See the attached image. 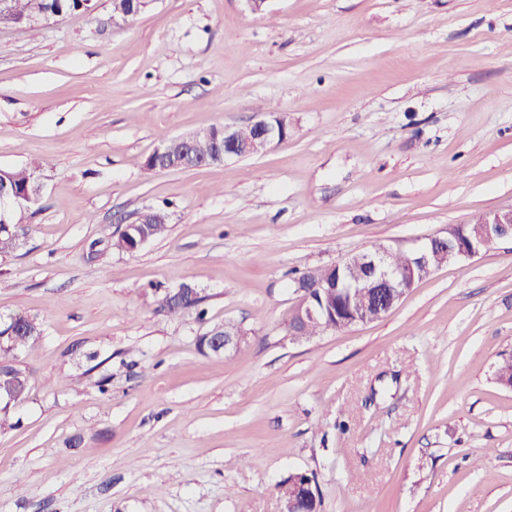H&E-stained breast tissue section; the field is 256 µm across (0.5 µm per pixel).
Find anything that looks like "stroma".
Masks as SVG:
<instances>
[{"instance_id": "35a3bbf8", "label": "stroma", "mask_w": 512, "mask_h": 512, "mask_svg": "<svg viewBox=\"0 0 512 512\" xmlns=\"http://www.w3.org/2000/svg\"><path fill=\"white\" fill-rule=\"evenodd\" d=\"M112 0L0 26V168L43 193L0 256V317L43 335L0 431V512H512V240L385 317L287 334L308 269L512 207V0ZM287 114L268 151L149 174L162 136ZM167 207V236L126 225ZM190 282L204 320L157 296ZM232 322L223 355L199 336ZM108 379L100 392L99 379ZM346 421L339 431L338 421ZM153 224H137L138 227L131 229L130 234H121L112 245L114 248L133 253L137 251L135 242L140 235L148 237V241L156 240L166 236L169 231L168 214L162 209H155ZM246 332L238 329L235 332H229L221 326H214L207 334L213 338L214 345L218 348L219 353H225L234 348H238L241 344ZM206 334L199 337L198 345L200 349L211 352L209 341Z\"/></svg>"}]
</instances>
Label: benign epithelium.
Returning <instances> with one entry per match:
<instances>
[{
  "label": "benign epithelium",
  "mask_w": 512,
  "mask_h": 512,
  "mask_svg": "<svg viewBox=\"0 0 512 512\" xmlns=\"http://www.w3.org/2000/svg\"><path fill=\"white\" fill-rule=\"evenodd\" d=\"M284 141L279 127L268 119H261L251 126L249 132L231 127H224V158L231 159L260 153L274 144ZM42 185L33 188L32 193L22 196L14 185H8L6 173L0 168V223H10V212L14 205L23 200L36 202L41 196ZM460 226L448 227L446 234L432 236L425 241L406 249L408 259L405 267L396 269L387 263L386 254L380 252L361 253L347 257L329 265V271H338L337 278H319L316 272L309 275L314 279V287L331 293L346 306V316L341 322L334 323L328 315L324 304L317 301L304 285L297 288L304 292L300 304L294 311L293 326L288 328V334L295 335L294 328H306L318 323L329 330L338 327L351 328L367 322L366 305L358 297L357 289H372V299L375 314L383 317L394 309L402 298L416 283V275L432 273L440 265V261L469 259L488 250L497 241L504 238L512 239V208L488 212L482 222L476 226L475 235L468 244L460 246L458 241ZM366 266L371 270V278L357 283L352 277L356 268ZM208 336L213 338L218 351L224 353L239 347L246 332L237 330L229 332L221 326L213 327ZM303 493L282 500L281 512H309L305 504L311 497L316 496L317 490L313 482L302 485Z\"/></svg>",
  "instance_id": "7a95c632"
}]
</instances>
